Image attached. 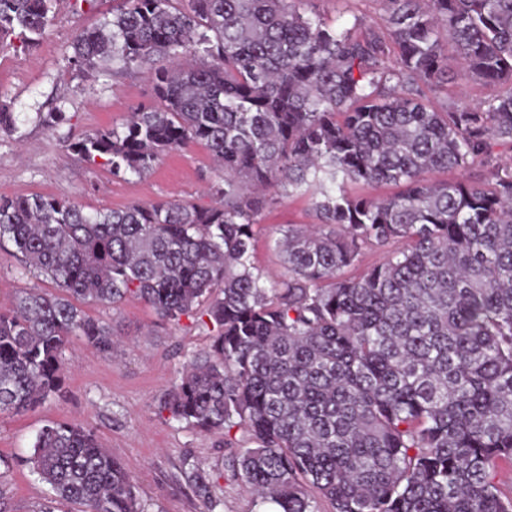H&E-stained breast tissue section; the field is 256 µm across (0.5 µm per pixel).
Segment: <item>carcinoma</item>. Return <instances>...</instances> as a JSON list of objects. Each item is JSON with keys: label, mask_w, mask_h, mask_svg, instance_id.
Wrapping results in <instances>:
<instances>
[{"label": "carcinoma", "mask_w": 512, "mask_h": 512, "mask_svg": "<svg viewBox=\"0 0 512 512\" xmlns=\"http://www.w3.org/2000/svg\"><path fill=\"white\" fill-rule=\"evenodd\" d=\"M114 2L76 36L72 63L144 67L155 102L68 150L121 176L200 144L222 172L215 202L90 213L1 197L0 245L55 291L0 311V414L57 389L72 338L112 353V327L80 304L136 297L211 327V351L160 408L224 432L227 467L259 503L317 512L315 491L334 512H512L495 482L512 464V166L492 151L512 147V0H386L384 36L336 30L293 0ZM55 3L0 0V49L7 36L34 46ZM450 51L493 88L484 103L424 97ZM261 188L308 197L320 223L283 231L287 273L269 284L251 262ZM394 240L406 247L346 276ZM33 448L52 492L42 512H143L92 430L52 421Z\"/></svg>", "instance_id": "cac0c4a2"}]
</instances>
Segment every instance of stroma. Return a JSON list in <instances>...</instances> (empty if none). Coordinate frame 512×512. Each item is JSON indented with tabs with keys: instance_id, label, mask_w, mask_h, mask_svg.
I'll return each mask as SVG.
<instances>
[{
	"instance_id": "stroma-1",
	"label": "stroma",
	"mask_w": 512,
	"mask_h": 512,
	"mask_svg": "<svg viewBox=\"0 0 512 512\" xmlns=\"http://www.w3.org/2000/svg\"><path fill=\"white\" fill-rule=\"evenodd\" d=\"M302 14H318L340 28L354 18L374 24L385 0H297ZM112 9V0L95 8L59 0L52 24L31 50L0 51V104L13 112L18 127L0 137V196L42 194L67 199L85 211L118 209L133 202L187 200L211 206L208 192L219 171L207 150L191 144L165 156L146 175L124 179L93 166L66 147L69 137L121 125L130 110L154 100L146 70L84 75L68 62L77 33L90 29ZM426 88L436 107L451 102L485 101L491 90L459 77ZM60 110L68 121L55 130L41 114ZM260 224L254 228V266L265 276L284 274L275 247L288 225L308 228L317 217L307 198L267 191ZM51 290L49 281L24 272L11 246L0 247V306L9 307L23 289ZM86 313L111 326L122 344L105 354L84 341L67 345V371L58 391L35 409L0 415V492L8 512H41L48 487L28 462L38 431L48 422L87 426L133 479L144 512H261L249 489L224 465V435L200 432L171 419L159 401L191 359L206 355L207 327L182 320L162 321L140 299L119 308L89 305ZM207 480L208 493L198 483Z\"/></svg>"
}]
</instances>
